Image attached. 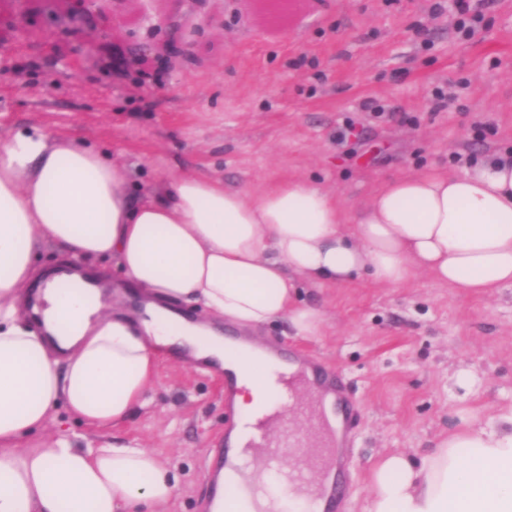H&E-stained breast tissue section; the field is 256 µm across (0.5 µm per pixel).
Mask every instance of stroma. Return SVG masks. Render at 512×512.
Instances as JSON below:
<instances>
[{
    "mask_svg": "<svg viewBox=\"0 0 512 512\" xmlns=\"http://www.w3.org/2000/svg\"><path fill=\"white\" fill-rule=\"evenodd\" d=\"M435 2L295 0L275 23L269 0H0V143L21 128L70 135L123 162L137 196L199 172L239 190L301 181L353 208L395 176L459 174L512 150V0H494L468 38ZM172 42L183 56L166 55ZM95 267L113 310L137 313L116 260ZM298 288L322 334L283 319L249 337L333 370L356 406L342 512H363L381 456L420 460L512 407V286L476 295L420 275ZM227 424L222 375L171 347L127 420L101 435L61 413L47 432L138 441L176 471L167 512H198ZM289 430L317 441L309 401L291 402L272 444Z\"/></svg>",
    "mask_w": 512,
    "mask_h": 512,
    "instance_id": "1",
    "label": "stroma"
}]
</instances>
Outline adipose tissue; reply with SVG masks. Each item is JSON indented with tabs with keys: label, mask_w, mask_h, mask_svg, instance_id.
Here are the masks:
<instances>
[{
	"label": "adipose tissue",
	"mask_w": 512,
	"mask_h": 512,
	"mask_svg": "<svg viewBox=\"0 0 512 512\" xmlns=\"http://www.w3.org/2000/svg\"><path fill=\"white\" fill-rule=\"evenodd\" d=\"M51 242L76 263L68 280L35 264ZM116 258L146 298L143 315L106 310L101 276ZM398 288L420 274L437 285L493 294L512 285V156L456 175L428 169L385 180L356 212L334 193L271 179L253 191L183 174L133 202L126 167L39 130L0 145V512H161L177 477L134 442L80 447L45 435L57 408L107 430L144 402L168 346L190 348L235 376L240 418L279 400L276 360L257 344L224 340L172 312L194 303L258 329L288 318L318 335L319 313L294 301L293 275L344 285L362 274ZM43 294L37 326L29 287ZM365 512H512V411L449 433L420 462L382 456ZM229 512H307L309 499L225 493Z\"/></svg>",
	"instance_id": "obj_1"
}]
</instances>
